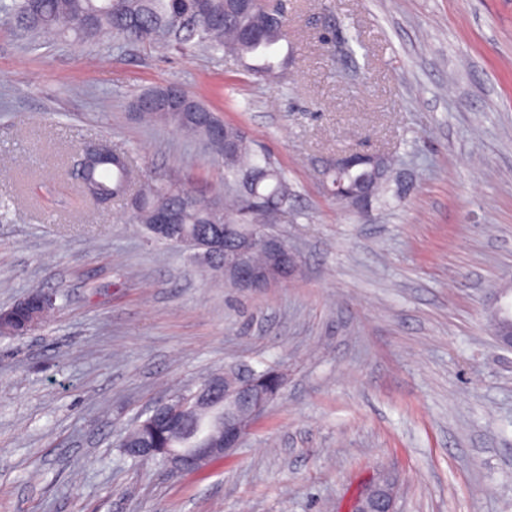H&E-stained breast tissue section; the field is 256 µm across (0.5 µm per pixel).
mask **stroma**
<instances>
[{
    "mask_svg": "<svg viewBox=\"0 0 512 512\" xmlns=\"http://www.w3.org/2000/svg\"><path fill=\"white\" fill-rule=\"evenodd\" d=\"M279 82L198 47L25 36L0 15V512H350L387 479L397 512H512V0H282ZM355 44L334 57L321 37ZM175 83L245 131L294 191L267 234L288 281L241 290L149 238L129 201L70 171L106 142L144 181L224 190L205 140L129 103ZM392 156V204L342 205L323 162ZM282 373L233 455L173 475L120 443L158 400L225 366Z\"/></svg>",
    "mask_w": 512,
    "mask_h": 512,
    "instance_id": "35a3bbf8",
    "label": "stroma"
}]
</instances>
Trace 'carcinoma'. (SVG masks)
Returning <instances> with one entry per match:
<instances>
[{
	"label": "carcinoma",
	"instance_id": "cac0c4a2",
	"mask_svg": "<svg viewBox=\"0 0 512 512\" xmlns=\"http://www.w3.org/2000/svg\"><path fill=\"white\" fill-rule=\"evenodd\" d=\"M225 12L224 25L210 26L197 14V0H0V12L15 20L21 30L30 34L63 30L80 40H93L111 33L131 41L150 42L161 47L182 48L189 44L213 53L222 52L241 59L252 54L269 55L272 48L287 34V24L267 28L257 39L246 36L263 9L259 2L241 12L230 0H212ZM204 138L216 153L224 156V180L233 185L243 169H264L265 175L256 183L258 203L243 216L246 224H274L280 213L288 210L291 188L283 170L273 166L263 155L252 152L245 140L237 137V128L226 124L228 138L234 149L226 150L224 141L212 138L206 127L191 121L176 124ZM134 171L125 157L118 154L99 157L85 174V182L103 200L120 199L126 195ZM327 185L336 201L351 205L349 196L362 192L380 204L389 203L387 179H376L366 170L331 172ZM213 193L188 188L173 180L151 181L131 202L136 222L149 226L151 216L160 204L173 207L179 215L180 228L187 234H207L216 224H234L240 210L239 195L224 201L221 212L209 206ZM157 448H186L190 441L181 435L154 436Z\"/></svg>",
	"mask_w": 512,
	"mask_h": 512
}]
</instances>
